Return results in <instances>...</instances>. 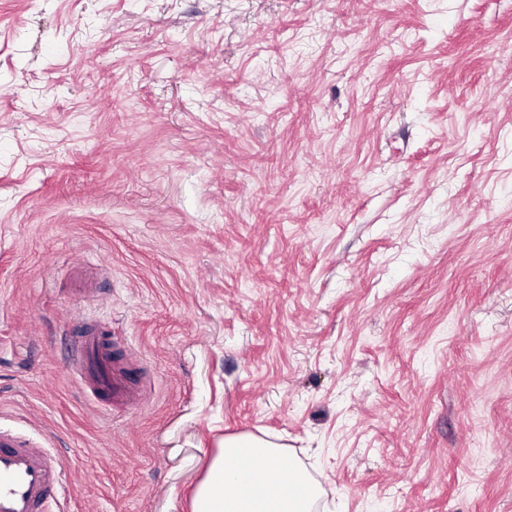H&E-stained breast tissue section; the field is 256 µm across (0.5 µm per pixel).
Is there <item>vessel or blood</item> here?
I'll return each instance as SVG.
<instances>
[{
  "label": "vessel or blood",
  "instance_id": "1",
  "mask_svg": "<svg viewBox=\"0 0 512 512\" xmlns=\"http://www.w3.org/2000/svg\"><path fill=\"white\" fill-rule=\"evenodd\" d=\"M78 383L102 409L131 408L143 392L112 358L110 342L96 328L77 338ZM60 459L37 442L0 428V512H50L65 490Z\"/></svg>",
  "mask_w": 512,
  "mask_h": 512
}]
</instances>
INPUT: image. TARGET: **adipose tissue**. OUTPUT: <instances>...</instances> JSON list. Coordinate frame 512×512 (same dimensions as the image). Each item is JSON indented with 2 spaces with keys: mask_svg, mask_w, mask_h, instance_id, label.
I'll return each instance as SVG.
<instances>
[{
  "mask_svg": "<svg viewBox=\"0 0 512 512\" xmlns=\"http://www.w3.org/2000/svg\"><path fill=\"white\" fill-rule=\"evenodd\" d=\"M319 494L318 484L281 445L231 435L196 489L193 512H312Z\"/></svg>",
  "mask_w": 512,
  "mask_h": 512,
  "instance_id": "1",
  "label": "adipose tissue"
}]
</instances>
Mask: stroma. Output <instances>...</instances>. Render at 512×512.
Returning a JSON list of instances; mask_svg holds the SVG:
<instances>
[{
	"label": "stroma",
	"mask_w": 512,
	"mask_h": 512,
	"mask_svg": "<svg viewBox=\"0 0 512 512\" xmlns=\"http://www.w3.org/2000/svg\"><path fill=\"white\" fill-rule=\"evenodd\" d=\"M0 426L66 512H191L233 434L314 512H512V0H0ZM76 339L81 390L104 410L138 405L143 398L142 389L127 369L118 367L113 360L107 336L91 327Z\"/></svg>",
	"instance_id": "obj_1"
}]
</instances>
